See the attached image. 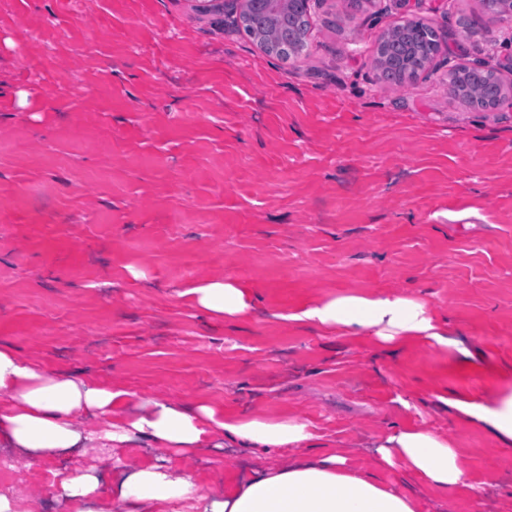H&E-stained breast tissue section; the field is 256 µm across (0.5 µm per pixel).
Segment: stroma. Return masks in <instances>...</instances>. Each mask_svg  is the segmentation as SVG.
Here are the masks:
<instances>
[{
  "instance_id": "1",
  "label": "stroma",
  "mask_w": 512,
  "mask_h": 512,
  "mask_svg": "<svg viewBox=\"0 0 512 512\" xmlns=\"http://www.w3.org/2000/svg\"><path fill=\"white\" fill-rule=\"evenodd\" d=\"M224 2L0 0V346L139 397L299 417L308 453L345 449L422 512H512V448L447 404L512 389V25L481 0H312L309 48L284 62L213 26ZM414 16L442 46L382 83L377 38ZM480 59L503 84L490 112L448 90ZM215 277L251 286L248 317L186 300ZM381 293L425 302L448 345L294 318ZM406 426L452 439L480 496L382 465ZM112 454L13 457L4 492L76 512L52 483L111 481ZM295 454L224 439L184 466L214 494Z\"/></svg>"
}]
</instances>
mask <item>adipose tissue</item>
I'll return each mask as SVG.
<instances>
[{
	"mask_svg": "<svg viewBox=\"0 0 512 512\" xmlns=\"http://www.w3.org/2000/svg\"><path fill=\"white\" fill-rule=\"evenodd\" d=\"M186 294L196 309L216 319L245 317L253 304L251 289L234 280H206ZM299 318L385 343L442 339L424 302L393 293L325 298ZM449 405L512 445V391L490 405L455 398ZM219 436L260 448H301L316 433L313 424L296 417L229 415L204 403L190 409L166 399L136 400L115 385L36 368L0 346V441L9 447L33 458H54L143 439L170 454L157 464L117 466L108 484L91 469L68 473L57 491L72 504L107 497L135 512H421L417 498L379 484L338 448L258 469L221 494L200 493L190 473L170 458L198 454ZM380 448L385 464L428 486L445 490L469 483L465 459L446 436L404 429L384 437Z\"/></svg>",
	"mask_w": 512,
	"mask_h": 512,
	"instance_id": "obj_1",
	"label": "adipose tissue"
}]
</instances>
